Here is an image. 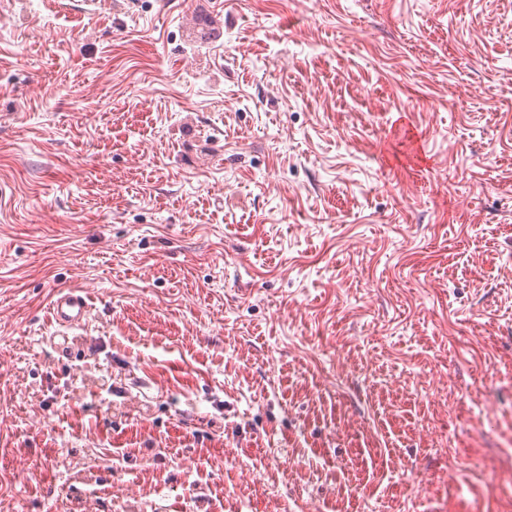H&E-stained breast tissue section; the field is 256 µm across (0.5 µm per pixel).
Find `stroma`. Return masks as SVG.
<instances>
[{
  "instance_id": "35a3bbf8",
  "label": "stroma",
  "mask_w": 512,
  "mask_h": 512,
  "mask_svg": "<svg viewBox=\"0 0 512 512\" xmlns=\"http://www.w3.org/2000/svg\"><path fill=\"white\" fill-rule=\"evenodd\" d=\"M0 188V512H512V0H0ZM50 313L56 328V335L51 336L50 341L56 348L71 355L68 350L71 347L69 333L85 325L90 314L89 296L81 288L61 289L51 302Z\"/></svg>"
}]
</instances>
